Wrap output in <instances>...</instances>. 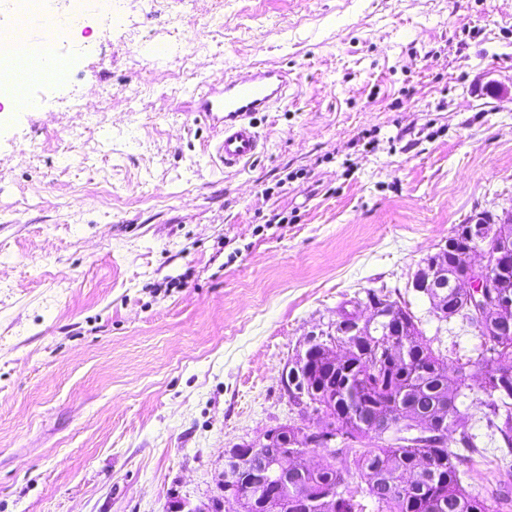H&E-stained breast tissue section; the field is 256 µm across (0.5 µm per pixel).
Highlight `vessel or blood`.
Returning <instances> with one entry per match:
<instances>
[{"instance_id":"obj_1","label":"vessel or blood","mask_w":512,"mask_h":512,"mask_svg":"<svg viewBox=\"0 0 512 512\" xmlns=\"http://www.w3.org/2000/svg\"><path fill=\"white\" fill-rule=\"evenodd\" d=\"M29 27L44 43H55L62 37L60 25L43 16L31 17ZM287 91V71L267 66L221 76L200 93L198 110L222 136L218 152L225 167L245 165L256 155L260 134L251 117L270 111Z\"/></svg>"}]
</instances>
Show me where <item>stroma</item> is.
Returning a JSON list of instances; mask_svg holds the SVG:
<instances>
[{"label":"stroma","instance_id":"35a3bbf8","mask_svg":"<svg viewBox=\"0 0 512 512\" xmlns=\"http://www.w3.org/2000/svg\"><path fill=\"white\" fill-rule=\"evenodd\" d=\"M58 47L0 102V512L220 496L225 449L316 427L282 372L371 289L470 356L409 283L512 206V0H124ZM260 63L291 84L228 169L192 95Z\"/></svg>","mask_w":512,"mask_h":512}]
</instances>
